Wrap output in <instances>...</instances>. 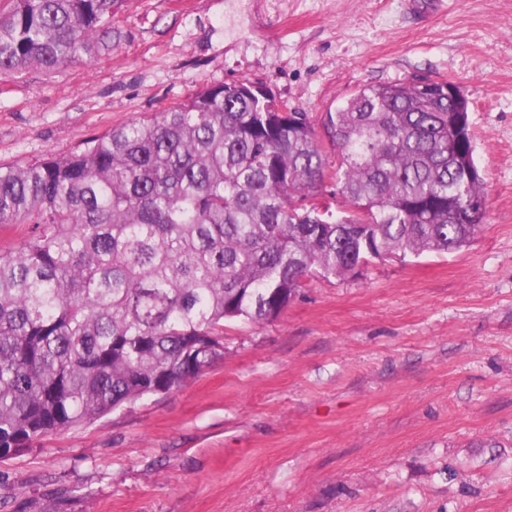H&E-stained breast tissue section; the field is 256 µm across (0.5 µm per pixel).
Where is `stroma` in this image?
<instances>
[{"label":"stroma","instance_id":"1","mask_svg":"<svg viewBox=\"0 0 512 512\" xmlns=\"http://www.w3.org/2000/svg\"><path fill=\"white\" fill-rule=\"evenodd\" d=\"M90 64L0 76V164L247 80L320 117L365 84L470 102L458 251L313 279L167 394L0 459V512H512V0H123Z\"/></svg>","mask_w":512,"mask_h":512}]
</instances>
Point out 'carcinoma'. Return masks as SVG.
<instances>
[{"label":"carcinoma","mask_w":512,"mask_h":512,"mask_svg":"<svg viewBox=\"0 0 512 512\" xmlns=\"http://www.w3.org/2000/svg\"><path fill=\"white\" fill-rule=\"evenodd\" d=\"M0 75L114 48L122 0H8ZM448 82L359 87L314 123L235 81L66 156L0 165V448L171 392L224 358V323L272 320L312 278L448 254L485 179Z\"/></svg>","instance_id":"1"}]
</instances>
